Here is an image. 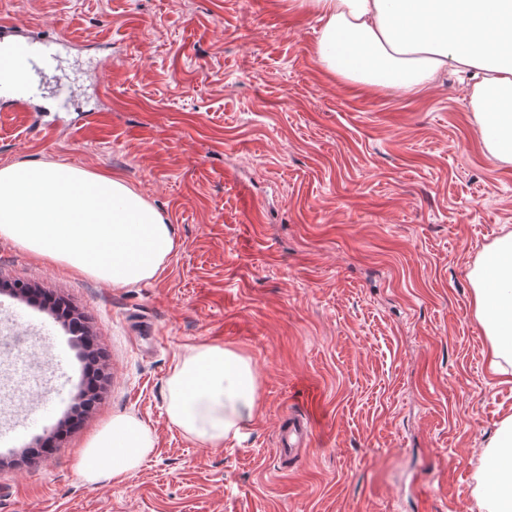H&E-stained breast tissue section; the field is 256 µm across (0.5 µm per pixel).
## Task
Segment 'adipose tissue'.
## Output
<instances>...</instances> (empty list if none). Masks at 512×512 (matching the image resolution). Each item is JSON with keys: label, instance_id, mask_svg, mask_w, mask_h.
Returning <instances> with one entry per match:
<instances>
[{"label": "adipose tissue", "instance_id": "ef3b65f1", "mask_svg": "<svg viewBox=\"0 0 512 512\" xmlns=\"http://www.w3.org/2000/svg\"><path fill=\"white\" fill-rule=\"evenodd\" d=\"M321 25L315 54L337 77L409 94L443 73L471 81L470 107L489 159L512 164V0H290ZM0 238L115 287L156 276L176 246L171 224L124 179L53 162L0 167ZM474 315L494 373L512 374V232L469 273ZM259 408L251 358L220 344L190 349L168 379L172 425L216 450ZM154 448L143 421L115 416L79 455L86 483L118 480ZM480 512H512V415L482 460Z\"/></svg>", "mask_w": 512, "mask_h": 512}]
</instances>
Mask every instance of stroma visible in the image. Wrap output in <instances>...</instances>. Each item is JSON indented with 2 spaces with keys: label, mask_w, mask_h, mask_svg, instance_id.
Returning <instances> with one entry per match:
<instances>
[{
  "label": "stroma",
  "mask_w": 512,
  "mask_h": 512,
  "mask_svg": "<svg viewBox=\"0 0 512 512\" xmlns=\"http://www.w3.org/2000/svg\"><path fill=\"white\" fill-rule=\"evenodd\" d=\"M289 0H0V23L65 37L31 109L0 108V166L55 162L123 178L172 225L154 278L123 288L0 238L6 354L61 316L4 290L20 281L80 316L108 374L90 413L24 464L79 402L81 342L64 384L33 368L44 410L0 447V512H479L480 458L512 414L488 368L468 274L512 231V165L495 164L454 75L395 95L322 69L316 18ZM91 79L68 111L59 80ZM249 356L259 410L213 450L172 426L166 383L202 343ZM308 413L297 467L279 453ZM118 415L155 448L120 482L75 462Z\"/></svg>",
  "instance_id": "1"
}]
</instances>
